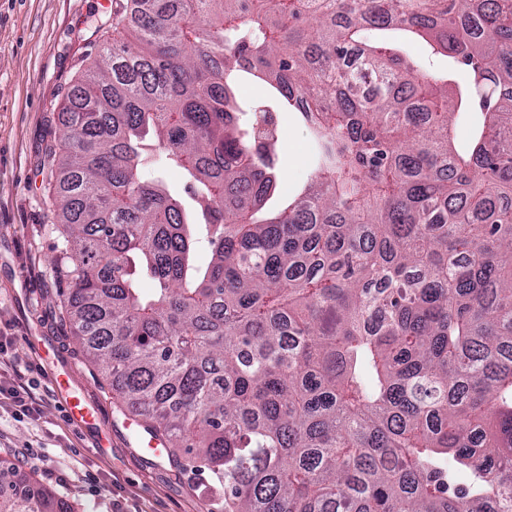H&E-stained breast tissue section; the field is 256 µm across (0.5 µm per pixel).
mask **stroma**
Listing matches in <instances>:
<instances>
[{
	"instance_id": "1",
	"label": "stroma",
	"mask_w": 512,
	"mask_h": 512,
	"mask_svg": "<svg viewBox=\"0 0 512 512\" xmlns=\"http://www.w3.org/2000/svg\"><path fill=\"white\" fill-rule=\"evenodd\" d=\"M111 14L97 0H0V336L17 339L27 382L45 395L39 418L0 414V460L48 482L77 512H214L207 476L151 460L129 447L127 411L71 338L57 275L50 264L51 165L59 105L112 38ZM277 194L311 174L312 140L293 113H279ZM95 406L76 424L58 396L46 395L56 370Z\"/></svg>"
}]
</instances>
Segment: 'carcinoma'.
Segmentation results:
<instances>
[{
    "label": "carcinoma",
    "mask_w": 512,
    "mask_h": 512,
    "mask_svg": "<svg viewBox=\"0 0 512 512\" xmlns=\"http://www.w3.org/2000/svg\"><path fill=\"white\" fill-rule=\"evenodd\" d=\"M286 110L313 173L269 210ZM60 112L72 338L224 512H512V0H130ZM0 512L75 510L0 460ZM407 50L413 59L425 60L426 63L424 64L423 72H426V74L430 76L437 77L448 70V58L439 55L429 60L426 59V44L424 42L409 40Z\"/></svg>",
    "instance_id": "1"
}]
</instances>
